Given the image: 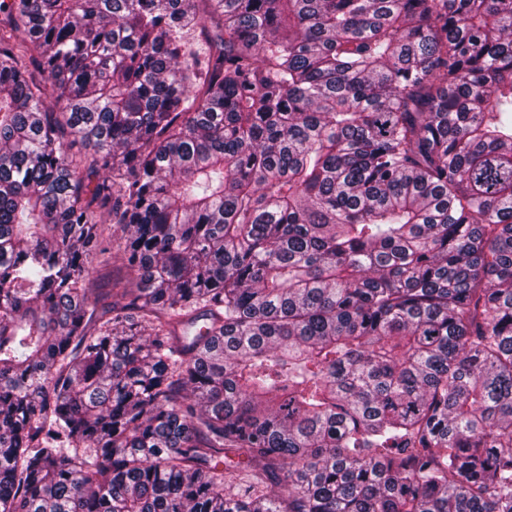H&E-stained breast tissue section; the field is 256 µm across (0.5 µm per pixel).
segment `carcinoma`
Wrapping results in <instances>:
<instances>
[{
  "label": "carcinoma",
  "mask_w": 512,
  "mask_h": 512,
  "mask_svg": "<svg viewBox=\"0 0 512 512\" xmlns=\"http://www.w3.org/2000/svg\"><path fill=\"white\" fill-rule=\"evenodd\" d=\"M0 512H512V0H0ZM106 227H108V229L105 231L104 237L107 238V241L109 238L111 242L112 260L110 265L102 267L95 281V288H99L102 292H104L106 288H110L109 283L112 278L114 280L117 278L133 276V274H131V272L125 267L123 255L119 249L122 233L118 228L112 225H106Z\"/></svg>",
  "instance_id": "1"
}]
</instances>
